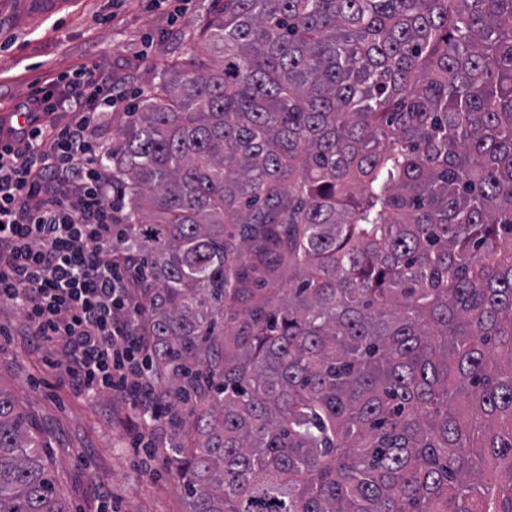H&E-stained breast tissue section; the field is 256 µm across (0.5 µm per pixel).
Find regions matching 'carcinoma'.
Here are the masks:
<instances>
[{
  "instance_id": "obj_1",
  "label": "carcinoma",
  "mask_w": 512,
  "mask_h": 512,
  "mask_svg": "<svg viewBox=\"0 0 512 512\" xmlns=\"http://www.w3.org/2000/svg\"><path fill=\"white\" fill-rule=\"evenodd\" d=\"M211 2L108 153L190 512H512V0Z\"/></svg>"
}]
</instances>
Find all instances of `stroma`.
<instances>
[{
  "label": "stroma",
  "mask_w": 512,
  "mask_h": 512,
  "mask_svg": "<svg viewBox=\"0 0 512 512\" xmlns=\"http://www.w3.org/2000/svg\"><path fill=\"white\" fill-rule=\"evenodd\" d=\"M210 0H190L177 22L146 0H62L34 10L11 0L0 11V113L61 71L93 67L126 91L96 138L111 146L130 107L157 83L168 61L188 52ZM53 348L30 346L20 316L0 311V387L12 392L51 442L50 464L71 512H100L112 495L117 512H188L171 465L145 471L132 448L136 428L127 400L105 393L90 400L71 392L50 367Z\"/></svg>",
  "instance_id": "obj_1"
}]
</instances>
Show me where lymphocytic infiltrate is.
<instances>
[{"mask_svg": "<svg viewBox=\"0 0 512 512\" xmlns=\"http://www.w3.org/2000/svg\"><path fill=\"white\" fill-rule=\"evenodd\" d=\"M123 97L77 68L16 106L26 122L11 124L0 147V305L21 316L34 345L57 350L52 368L74 393L123 394L147 429L167 401L152 380L154 339L136 321L142 303L115 254L127 216L92 142ZM60 109L71 116L62 125Z\"/></svg>", "mask_w": 512, "mask_h": 512, "instance_id": "lymphocytic-infiltrate-1", "label": "lymphocytic infiltrate"}]
</instances>
